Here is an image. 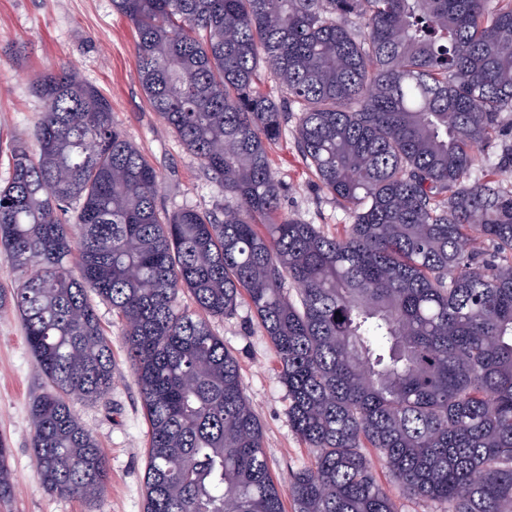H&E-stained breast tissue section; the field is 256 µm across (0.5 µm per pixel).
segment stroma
Returning a JSON list of instances; mask_svg holds the SVG:
<instances>
[{"instance_id":"obj_1","label":"stroma","mask_w":512,"mask_h":512,"mask_svg":"<svg viewBox=\"0 0 512 512\" xmlns=\"http://www.w3.org/2000/svg\"><path fill=\"white\" fill-rule=\"evenodd\" d=\"M68 66L112 102V118L155 168L157 204L174 211L190 205L212 211L224 193L150 107L137 81L133 30L112 0H0V151L12 138L27 137L46 109L31 90L33 74ZM297 105H289L281 139L271 145V167L284 186L282 216L343 235L348 211L319 190L298 150ZM100 326L112 348L114 383L102 399L71 398L80 423L103 449L107 486L87 502L48 492L37 473L30 409L45 389L25 339L20 317L0 310V440L10 448L15 492L0 512H144L149 425L134 370L122 344L123 322L109 303L95 300ZM225 348L238 360L243 390L263 431L275 482L311 464L313 455L288 418V393L277 377L272 345L248 301L234 313L210 320Z\"/></svg>"}]
</instances>
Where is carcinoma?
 Instances as JSON below:
<instances>
[{"label":"carcinoma","mask_w":512,"mask_h":512,"mask_svg":"<svg viewBox=\"0 0 512 512\" xmlns=\"http://www.w3.org/2000/svg\"><path fill=\"white\" fill-rule=\"evenodd\" d=\"M138 82L224 188L220 212L161 214L159 177L67 67L6 151L0 250L45 379L31 407L38 475L60 497L106 487L102 449L65 396L112 388L87 289L124 323L149 423L145 512H512V187L472 181L474 148L512 112V0H112ZM274 76L283 99L257 87ZM298 149L351 224L278 216L268 147L288 103ZM80 224L74 239L69 211ZM489 242L488 260L471 231ZM78 273H73V270ZM188 292L199 313L179 306ZM247 297L314 462L274 482L238 361L206 317ZM0 441V501L14 493Z\"/></svg>","instance_id":"1"}]
</instances>
